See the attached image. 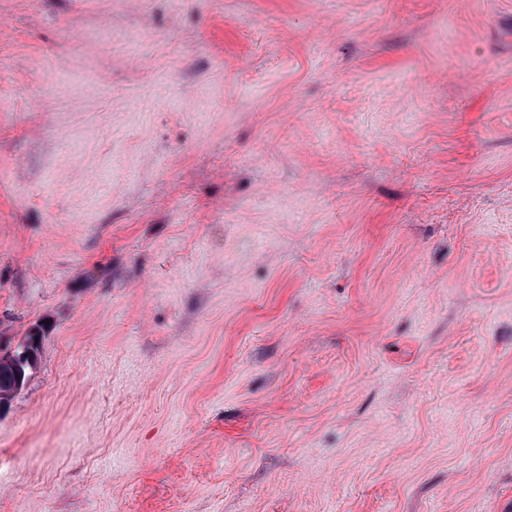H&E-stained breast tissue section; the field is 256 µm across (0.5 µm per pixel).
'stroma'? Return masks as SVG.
<instances>
[{
	"instance_id": "1",
	"label": "stroma",
	"mask_w": 512,
	"mask_h": 512,
	"mask_svg": "<svg viewBox=\"0 0 512 512\" xmlns=\"http://www.w3.org/2000/svg\"><path fill=\"white\" fill-rule=\"evenodd\" d=\"M0 512H512V0H0ZM37 336V337H35ZM39 339L40 336L38 334H31L28 336V340H34V345L32 349L35 353L33 365H22L20 368L12 369L10 366L3 367L0 371V393H11L10 397L18 392L21 387L24 385L25 380L27 378V371L34 366L37 355L39 353ZM21 372V377L18 381L17 372ZM9 397V398H10Z\"/></svg>"
}]
</instances>
